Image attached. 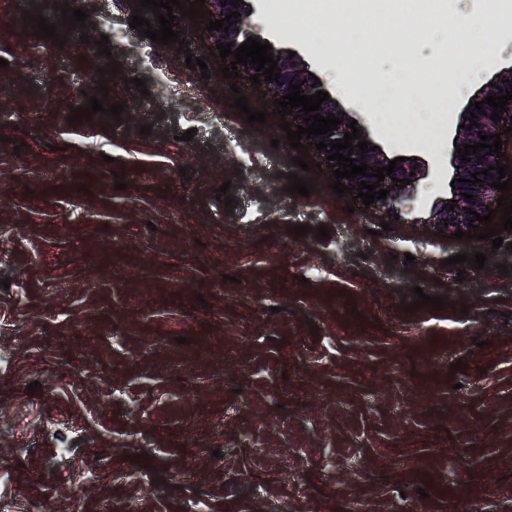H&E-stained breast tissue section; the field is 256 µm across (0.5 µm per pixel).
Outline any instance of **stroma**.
Segmentation results:
<instances>
[{
  "label": "stroma",
  "instance_id": "obj_1",
  "mask_svg": "<svg viewBox=\"0 0 512 512\" xmlns=\"http://www.w3.org/2000/svg\"><path fill=\"white\" fill-rule=\"evenodd\" d=\"M65 5L85 27L36 36L28 14ZM265 5L257 31L335 91L330 33L316 54L299 16L280 26ZM133 13L130 0H0V512H512V251L418 223L449 195L475 85L448 93L433 145L429 104L407 133L386 110L413 76L340 96L386 154L429 171L384 231L314 153L297 169L257 88L241 94L268 118L251 125L228 79L187 68L220 64L211 34L184 18L179 44L161 45ZM448 26L417 0L420 66L448 50ZM101 79L119 117L69 123ZM163 90L172 104L152 105ZM477 252L484 269L446 263ZM418 287L445 307H415Z\"/></svg>",
  "mask_w": 512,
  "mask_h": 512
}]
</instances>
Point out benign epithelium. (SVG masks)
Wrapping results in <instances>:
<instances>
[{"instance_id": "1", "label": "benign epithelium", "mask_w": 512, "mask_h": 512, "mask_svg": "<svg viewBox=\"0 0 512 512\" xmlns=\"http://www.w3.org/2000/svg\"><path fill=\"white\" fill-rule=\"evenodd\" d=\"M223 2L224 0H205V3L212 11L213 18L221 20L225 18L226 14L234 11L239 12L241 17L238 18V23L229 27L228 31H214V40H220L225 43L231 42L233 43L232 49L235 50L249 37L260 38L259 33L252 25V15L249 14V11L253 10L252 0H244V4H239L235 7L229 3L223 7L221 6ZM270 53L275 57H280L278 67L280 68L281 77L277 82H266L262 76L259 77V80L264 82V86L269 89L273 98L278 99L288 94L289 83L291 82L301 84V89L304 90V94L310 96L322 89L321 85L314 84V79L309 76V72L305 71L307 64L304 60L297 56L291 58L288 54L279 53L274 49L270 50ZM495 83L496 86H487L481 90L474 97V100L482 101L485 97L493 93H499L501 89L506 91L512 88V68L499 72ZM321 107L322 110L319 111V114L324 117L327 116L329 112L335 115L337 114L339 115L341 124L338 125V129L330 131L321 137H311V142L317 143L319 140L323 139L328 143L332 140L343 138L344 133L349 131L346 124L351 122L350 116L347 114H338V111L342 110V107L336 101V98L332 96L324 101ZM492 111L493 108L485 104L483 105V112L481 113L473 107L470 108V112L461 113L459 122L465 123V127L456 129V137H458L457 144L460 146L463 144L472 145L480 141L477 135V131L479 130L482 131L484 135H493L501 132V130L506 127H512V100L508 101V110L502 114V120L497 122L491 120ZM472 112L476 115L474 119L470 117V113ZM472 122L476 123V126L472 127L470 130L466 129V126L470 125ZM479 154L482 155V160H477L476 156L473 155L469 162L461 161V157L458 155L454 156L455 178L458 179V182L454 183L455 190L451 191V199L432 203L429 210V219L426 221V224L423 225L424 234L426 236L431 237L439 233L453 235L459 229L468 233L470 232L468 223L469 220L474 218V215L465 213V209L469 208L482 216L487 213L486 206L491 204L494 193V189L489 186V183L493 182V179L498 177V172L491 170L487 175H478V178L481 179L479 183L472 184L463 182V179L470 178L471 173L484 170L490 165H496V160H498L496 155H489L485 150L479 151ZM412 172L415 173L413 177L410 176ZM393 176L398 179L409 177L411 178V182L406 187L399 189L397 188V183L391 180ZM427 177V169L421 161L414 160L412 156L405 157V161L400 163V167L395 169L392 176H387L384 181L380 182V188L389 190L390 194H388L385 199L375 201L373 207L390 211L388 217L392 219L406 216L405 209L407 205L413 200V195L418 192L421 183ZM465 193L474 195V200L470 203L467 202L463 197ZM452 203L455 204V207L454 210L451 211L447 209V206Z\"/></svg>"}]
</instances>
